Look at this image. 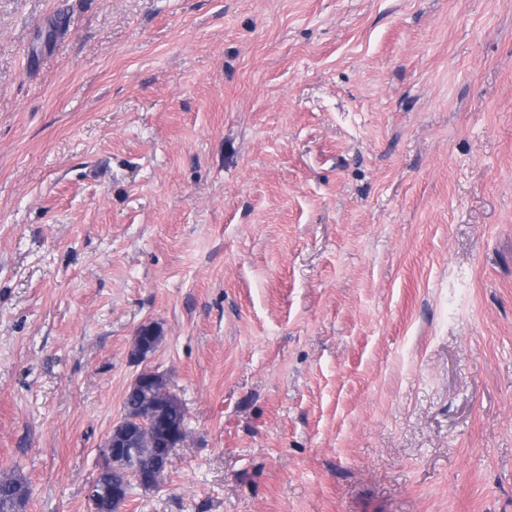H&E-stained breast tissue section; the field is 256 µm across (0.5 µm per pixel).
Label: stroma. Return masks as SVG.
<instances>
[{"instance_id":"35a3bbf8","label":"stroma","mask_w":512,"mask_h":512,"mask_svg":"<svg viewBox=\"0 0 512 512\" xmlns=\"http://www.w3.org/2000/svg\"><path fill=\"white\" fill-rule=\"evenodd\" d=\"M144 369L188 440L119 512H512V0H0L21 512Z\"/></svg>"}]
</instances>
